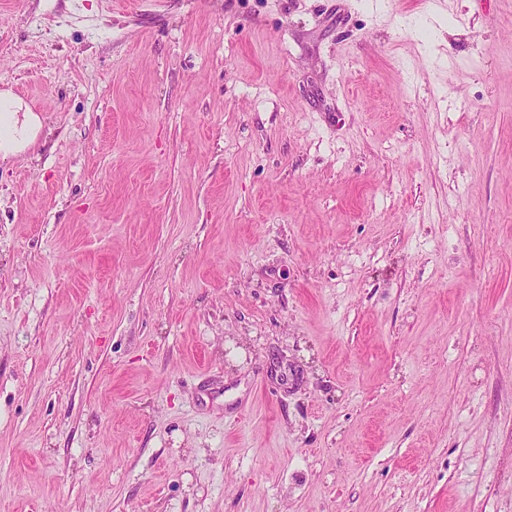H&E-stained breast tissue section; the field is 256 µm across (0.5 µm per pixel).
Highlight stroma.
<instances>
[{
    "mask_svg": "<svg viewBox=\"0 0 512 512\" xmlns=\"http://www.w3.org/2000/svg\"><path fill=\"white\" fill-rule=\"evenodd\" d=\"M0 512H512V0H0ZM0 155L24 152L37 138L42 123L23 102L9 92L0 94Z\"/></svg>",
    "mask_w": 512,
    "mask_h": 512,
    "instance_id": "1",
    "label": "stroma"
}]
</instances>
